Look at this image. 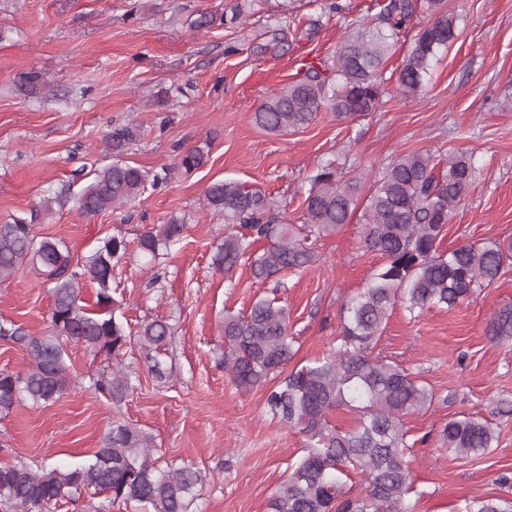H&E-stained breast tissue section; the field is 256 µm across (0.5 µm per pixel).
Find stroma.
Listing matches in <instances>:
<instances>
[{"instance_id":"obj_1","label":"stroma","mask_w":512,"mask_h":512,"mask_svg":"<svg viewBox=\"0 0 512 512\" xmlns=\"http://www.w3.org/2000/svg\"><path fill=\"white\" fill-rule=\"evenodd\" d=\"M238 0H0V224L38 206L43 197L78 192L86 172L114 160L107 134L133 124L140 139L127 163L167 183L136 201L99 214H78L73 201L55 206L33 232L61 240L83 262L101 239L125 238L129 248L114 270L115 297L132 340V388L122 403L89 387L105 366L82 345L66 346L70 382L55 400L24 401L0 416V463L71 468L86 462L117 423L151 433L159 466H191L204 481L195 512H268L281 481L305 453L306 438L265 409V390H236L220 364L224 315L248 312L265 287L240 265L224 275L213 263L226 229L203 203L214 181L233 179L262 191L276 220L298 235L309 232L304 199L309 179L325 165L356 181L366 196L375 177L409 152L471 155L475 179L453 211L441 242L512 241V0H447L459 37L433 62L425 89L408 97L396 70L429 15L419 9L384 65L385 94L375 112L340 120L321 110L305 128L274 135L250 115L274 92L302 77L307 63L332 60L354 22L374 14L375 0H341L343 10L320 13L322 0H260L241 25L195 32L188 17L231 10ZM284 29L278 51L270 32ZM38 73L40 83L20 80ZM167 96V105L158 97ZM197 147L205 167H176L179 153ZM178 219L179 241L164 256L140 253L144 228ZM363 218L313 240L317 261L287 272L281 298L301 366L328 347L340 330V305L363 288L379 255L361 243ZM512 304V267L493 286L451 309L416 319L394 307L376 353L418 373L438 397L409 414L404 427L416 440L412 512H473L477 501L504 496L497 482L512 472V343L486 334L494 310ZM51 295L41 276L24 267L0 281V320L46 332ZM166 320L173 336L158 355L167 370L156 380L138 335L144 323ZM470 414L489 420L499 439L488 456L456 459L440 440L448 419Z\"/></svg>"}]
</instances>
